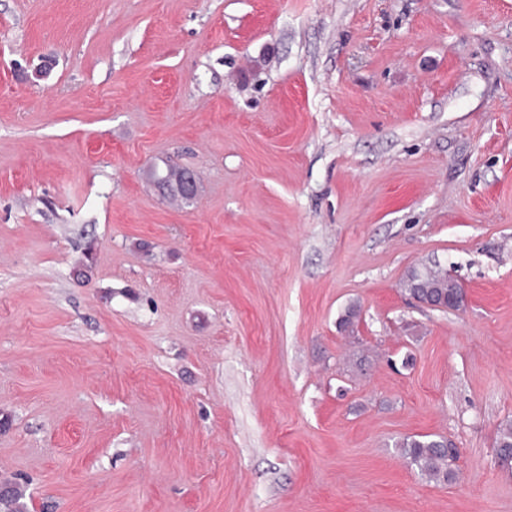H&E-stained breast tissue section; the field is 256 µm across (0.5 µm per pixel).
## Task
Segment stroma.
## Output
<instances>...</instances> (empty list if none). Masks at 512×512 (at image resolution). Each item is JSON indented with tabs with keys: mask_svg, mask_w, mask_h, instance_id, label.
I'll list each match as a JSON object with an SVG mask.
<instances>
[{
	"mask_svg": "<svg viewBox=\"0 0 512 512\" xmlns=\"http://www.w3.org/2000/svg\"><path fill=\"white\" fill-rule=\"evenodd\" d=\"M0 419L30 512H512V0H0ZM180 170L169 169L165 175L153 173L154 184L160 185L162 189L166 190V193H162L163 197L167 198H180L183 202H189L188 198H186L182 192L190 197H194L197 191V175L195 172H189L183 179L182 182V192L177 187V183L180 178ZM423 283L427 288H422ZM416 284H419L416 287ZM404 291L417 301L436 306H447L456 309L452 302L459 295V288H455V281L448 278V272L438 265L411 270L405 281ZM397 447L407 463L418 468L429 479L445 483L453 477L448 461L453 459L449 452L455 451V448H448L445 438L431 435L408 436L400 440Z\"/></svg>",
	"mask_w": 512,
	"mask_h": 512,
	"instance_id": "obj_1",
	"label": "stroma"
}]
</instances>
